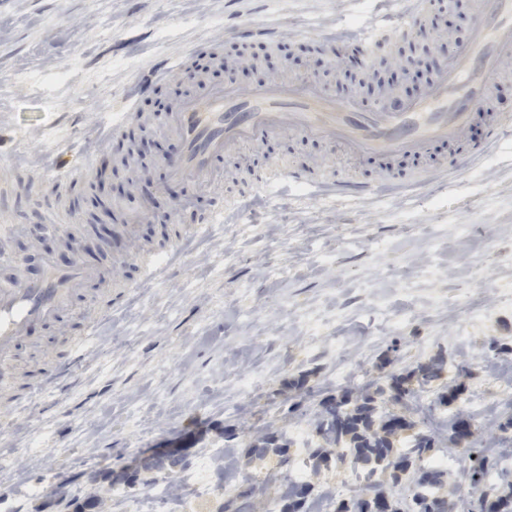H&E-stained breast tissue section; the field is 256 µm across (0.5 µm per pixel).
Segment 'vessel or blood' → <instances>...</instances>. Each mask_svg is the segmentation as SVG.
Here are the masks:
<instances>
[{
    "instance_id": "1",
    "label": "vessel or blood",
    "mask_w": 512,
    "mask_h": 512,
    "mask_svg": "<svg viewBox=\"0 0 512 512\" xmlns=\"http://www.w3.org/2000/svg\"><path fill=\"white\" fill-rule=\"evenodd\" d=\"M417 11L402 15L396 28L364 30L354 47L377 59L396 41L425 28L430 20L428 0ZM512 58V0H474L466 42L438 66L426 87L398 110L385 104L370 107L356 95H334L314 82L276 81L247 89L227 84L207 95L183 100L171 113L170 128L181 143L168 161L172 177L185 181L210 179L216 162L240 144L259 143L279 134L342 144L352 155L383 161L418 158L439 147L454 148L442 167L464 173L512 125V114L494 108L500 64ZM482 119L485 138L472 143L475 119ZM288 180L313 182L302 167L268 165L260 183ZM108 263L61 267L47 263L39 278L0 283V383L13 376L11 359L20 337L35 323L59 317L77 288L107 280Z\"/></svg>"
}]
</instances>
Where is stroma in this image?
<instances>
[{
  "label": "stroma",
  "instance_id": "stroma-1",
  "mask_svg": "<svg viewBox=\"0 0 512 512\" xmlns=\"http://www.w3.org/2000/svg\"><path fill=\"white\" fill-rule=\"evenodd\" d=\"M469 0L435 6L429 38L394 44L384 62L326 53L322 39H352L364 27L396 26L404 0H0V280L36 277L67 253L63 230L111 232L144 214L136 239L117 252L113 280L131 292L100 321L83 362L43 383L65 362L63 335L93 316L92 291L79 288L69 312L34 325L14 356L16 393L0 390V512H68L51 488L84 499L101 477V512H219L236 498L242 512L278 502L288 470L256 460L253 438L313 426L328 396L386 387L390 373L445 353L441 384H462L489 404L483 441L512 449L501 422L512 397V129L467 176L438 168L435 156L401 158L383 180L376 160L285 135L263 150L244 144L208 183L172 180L165 166L181 145L168 131L176 92L207 94L233 82L250 87L316 73L331 92L374 102V79L398 98L417 96L432 68L469 35ZM281 33L270 43L251 29ZM41 72L38 83L22 81ZM146 138L140 163L125 164L132 139ZM305 165L315 183H284L241 198L269 161ZM434 175L421 184L405 176ZM81 178H73V171ZM357 174L370 195L337 197L329 181ZM225 207L224 221L193 239L157 279L146 282L134 256L162 248L200 211ZM485 319L468 320L470 309ZM325 326L308 333L303 318ZM505 352L489 356L490 342ZM251 375L250 393L240 378ZM180 441L191 465L230 455L235 473L209 469L197 494L182 472L145 475L127 487L106 481L139 468L152 449ZM352 457L306 467L315 494L340 485L361 492Z\"/></svg>",
  "mask_w": 512,
  "mask_h": 512
}]
</instances>
